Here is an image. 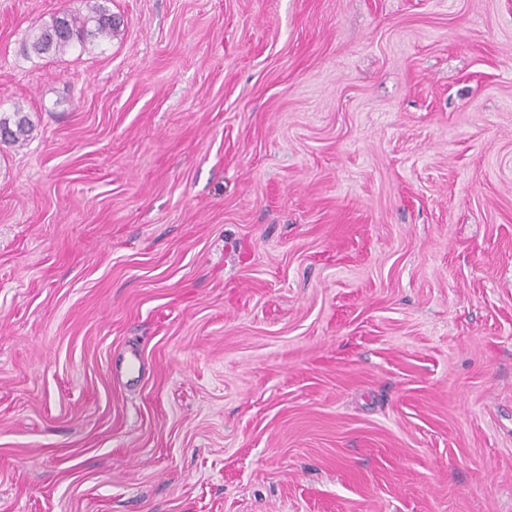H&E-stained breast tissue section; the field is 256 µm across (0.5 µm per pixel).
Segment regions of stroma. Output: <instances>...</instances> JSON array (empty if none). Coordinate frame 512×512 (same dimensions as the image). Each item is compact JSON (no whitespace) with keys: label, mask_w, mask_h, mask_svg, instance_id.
Returning <instances> with one entry per match:
<instances>
[{"label":"stroma","mask_w":512,"mask_h":512,"mask_svg":"<svg viewBox=\"0 0 512 512\" xmlns=\"http://www.w3.org/2000/svg\"><path fill=\"white\" fill-rule=\"evenodd\" d=\"M0 0V512H512V0ZM99 1L88 4L85 14L65 10L34 26L22 44V53L42 57L65 53L76 44L84 49L88 40L112 41L119 23ZM0 130L6 143L23 144L30 135L32 125L28 116L21 109H17L12 116H0Z\"/></svg>","instance_id":"stroma-1"}]
</instances>
